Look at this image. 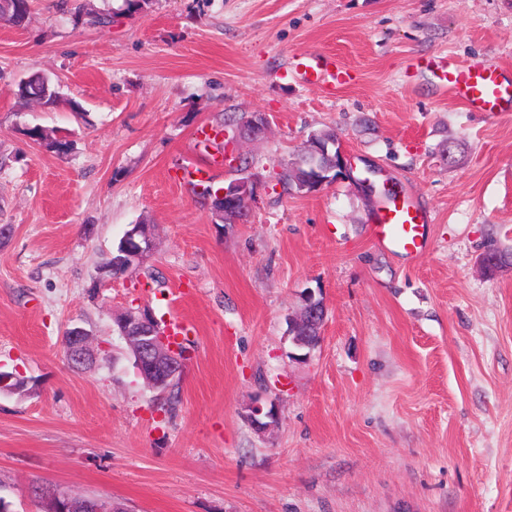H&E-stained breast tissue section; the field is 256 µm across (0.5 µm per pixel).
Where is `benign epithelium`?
I'll list each match as a JSON object with an SVG mask.
<instances>
[{
  "label": "benign epithelium",
  "instance_id": "obj_1",
  "mask_svg": "<svg viewBox=\"0 0 512 512\" xmlns=\"http://www.w3.org/2000/svg\"><path fill=\"white\" fill-rule=\"evenodd\" d=\"M242 128L252 136L263 135L269 125L268 117L263 112H252L241 121ZM336 155L332 163L305 175L298 193H310L320 189L325 184H331L346 179L357 185L363 192L372 195L376 188L368 178L354 175L355 166L340 144H335ZM256 184L252 177L246 176L231 181L224 190L218 193L223 199L224 208L237 212L243 211L245 203L255 192ZM121 258L116 263L124 270V274H133L143 258L154 248L149 228L145 224H133L121 238ZM326 304L323 299L316 297L312 291L303 296V307L298 318L290 321L288 335L291 342L302 345L307 338L303 336L306 326L314 323L324 324ZM120 334L136 355L138 372L152 387L165 392L175 385L183 367L180 349L174 345L159 325L152 323V314L144 309L128 310L119 318ZM92 336L84 328L74 326L65 333V349L67 357L75 366H83L92 359ZM28 381L13 372L0 370V393H16L27 387ZM278 414L274 405L263 406L256 404L251 410V422L258 429H263L277 421ZM41 512H121L112 504L93 497L74 496L68 493H45Z\"/></svg>",
  "mask_w": 512,
  "mask_h": 512
}]
</instances>
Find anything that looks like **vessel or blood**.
Listing matches in <instances>:
<instances>
[{"instance_id":"1","label":"vessel or blood","mask_w":512,"mask_h":512,"mask_svg":"<svg viewBox=\"0 0 512 512\" xmlns=\"http://www.w3.org/2000/svg\"><path fill=\"white\" fill-rule=\"evenodd\" d=\"M288 69L303 84L335 95L353 82L352 71L333 55H294ZM436 78L470 111L512 112V80L489 63L437 68ZM374 244L386 251L420 259L428 249L426 227L430 217L411 197L402 195L381 202L372 217Z\"/></svg>"}]
</instances>
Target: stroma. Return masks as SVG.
<instances>
[{
	"label": "stroma",
	"mask_w": 512,
	"mask_h": 512,
	"mask_svg": "<svg viewBox=\"0 0 512 512\" xmlns=\"http://www.w3.org/2000/svg\"><path fill=\"white\" fill-rule=\"evenodd\" d=\"M302 52L353 83L327 98L284 75ZM481 61L512 69V0H31L23 27L0 20V365L28 381L0 395L12 512H40L36 488L129 512H512V270L483 262L488 241L512 248V114L469 111L428 72ZM35 73L54 105L18 96ZM252 112L266 134L232 149L257 188L224 224L181 169L208 160L200 129ZM328 128L428 211L417 262L373 245L351 182L276 186ZM139 222L156 243L140 271L94 287ZM308 290L327 316L297 359ZM131 307L190 325L170 411L113 331ZM76 324L94 340L79 368ZM257 403L278 408L263 432ZM67 357L75 366H83L92 359V336L84 328L74 326L65 333Z\"/></svg>",
	"instance_id": "1"
}]
</instances>
